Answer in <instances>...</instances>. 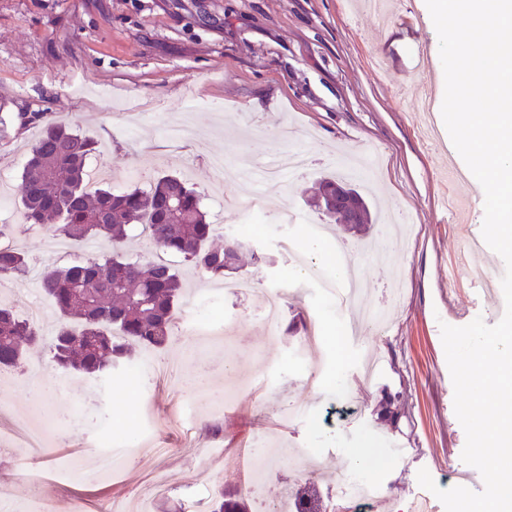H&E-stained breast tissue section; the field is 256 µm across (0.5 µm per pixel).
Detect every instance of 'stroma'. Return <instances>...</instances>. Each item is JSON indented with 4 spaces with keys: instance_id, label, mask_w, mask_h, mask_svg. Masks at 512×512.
I'll list each match as a JSON object with an SVG mask.
<instances>
[{
    "instance_id": "35a3bbf8",
    "label": "stroma",
    "mask_w": 512,
    "mask_h": 512,
    "mask_svg": "<svg viewBox=\"0 0 512 512\" xmlns=\"http://www.w3.org/2000/svg\"><path fill=\"white\" fill-rule=\"evenodd\" d=\"M424 0H393L380 21L358 0H0V224L23 217L17 185L29 147L46 121L63 118L96 142L107 168L103 184L122 188L174 174L197 190L215 227L214 244L234 236L254 249L256 263L241 275L255 284L241 295L217 288L199 268L177 262L184 283L180 315L209 321L206 336L173 331L166 347L138 350L110 374L88 377L55 367L43 347L31 350V372H0V406L31 419L35 374L54 379L52 411L62 424L49 454L0 456V477L12 512H102L115 501H135L141 484L175 470L178 483L151 512H208L219 488L244 489L260 478L254 512L279 502L290 487L316 484L329 507L347 512H410L422 495L427 469L439 488L455 487L453 470L482 491L480 473L464 464L465 432L441 324L475 318L496 324L504 299L488 300L474 280L502 278L503 259L489 247L467 249L480 236L483 207L448 215L447 185L439 172L453 144L420 132L416 106L428 96L440 116L444 77L439 39ZM407 106H400V97ZM306 150L305 175L261 199L255 223H237L225 195H248L232 178L215 181L213 158ZM369 153L376 215L405 213L404 245L373 225L367 237L328 227L304 203L303 192L335 174L349 156ZM302 215L286 224L288 209ZM51 228L19 232L32 268L63 266L109 254L94 239L70 253L56 252ZM320 243L312 271L298 274L293 251ZM358 267L370 298L390 307L381 329L350 333V315L336 306L324 281H335L337 243ZM283 291L279 325H269L259 303ZM301 319L289 331L293 319ZM394 398L398 422L380 416ZM305 404L285 421L289 401ZM135 402L127 411V402ZM111 442L121 465L104 471L96 451ZM375 450L358 480L382 483V494L362 506L344 495L351 449ZM269 465L254 473L258 455ZM234 464H225V457ZM77 470L63 478L59 470Z\"/></svg>"
}]
</instances>
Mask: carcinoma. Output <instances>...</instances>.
I'll use <instances>...</instances> for the list:
<instances>
[{
    "mask_svg": "<svg viewBox=\"0 0 512 512\" xmlns=\"http://www.w3.org/2000/svg\"><path fill=\"white\" fill-rule=\"evenodd\" d=\"M93 140L62 121L47 124L21 173L22 216L30 228L49 224L71 245L107 238L113 252L66 266L46 265L40 287L63 325L49 345L53 363L98 376L133 355V346L162 347L170 338L182 293L174 266L132 259L122 249L128 226L137 224L153 246L225 281L243 269L237 242L212 245L213 225L200 198L178 176L166 174L147 189L90 190L88 163ZM14 228L0 224V281L28 276L25 251L13 244ZM40 343L37 328L0 305V370L20 368L27 350ZM297 512H326L319 492H292ZM209 512H251L248 496L219 489Z\"/></svg>",
    "mask_w": 512,
    "mask_h": 512,
    "instance_id": "carcinoma-1",
    "label": "carcinoma"
}]
</instances>
